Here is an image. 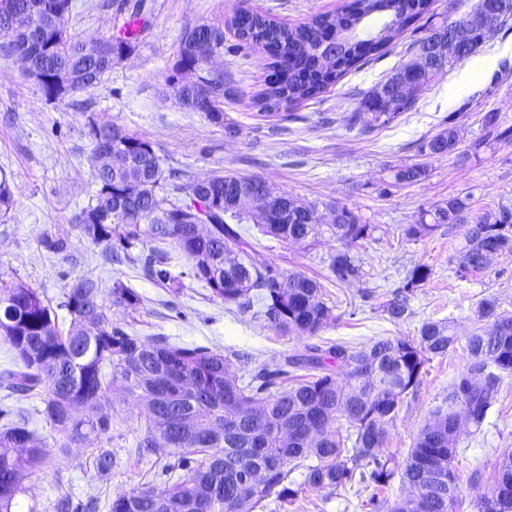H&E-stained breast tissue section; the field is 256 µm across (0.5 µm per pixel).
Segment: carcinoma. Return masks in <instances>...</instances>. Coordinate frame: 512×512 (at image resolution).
<instances>
[{
    "instance_id": "1",
    "label": "carcinoma",
    "mask_w": 512,
    "mask_h": 512,
    "mask_svg": "<svg viewBox=\"0 0 512 512\" xmlns=\"http://www.w3.org/2000/svg\"><path fill=\"white\" fill-rule=\"evenodd\" d=\"M432 0H349L344 10L320 14L288 27L256 9H241L232 18L235 50L258 49L270 59L275 78L253 96V105L268 115L292 108L326 92L372 57H380L395 37L425 15ZM73 0H0V15H9L15 34L0 50L9 54L39 48L38 82L49 100L63 99L95 86L112 70L114 59L137 46L132 30L93 41L74 38L67 29ZM393 20L384 38L350 41L338 54L316 63L324 33L372 26ZM477 27L473 55L495 32ZM224 54L223 25L198 22L179 39L177 61L166 80V94L187 110L201 112L224 125V70L213 67ZM412 98L380 102L375 91L357 98L344 117L350 127L371 132L391 124ZM96 186L90 202L76 216L81 234L103 245L112 262L139 261L150 279L178 290L181 276L171 271L173 254L188 262L186 275L205 284L212 295L240 310L259 306L281 336L314 337L331 319L325 287L316 278L288 272L257 247L246 224L266 211V202L242 192L253 178L235 174L195 177L186 182L165 174L154 145L111 123L90 125ZM512 142V127L493 121L475 151L489 141ZM457 145L455 116L448 127L422 143L420 151L444 154ZM426 176L420 164L393 169L396 184L411 185ZM469 197H450L419 213L403 228L409 240L430 235L442 224H463ZM14 204V191L0 176V213ZM195 210L203 223L189 220ZM348 224H323L316 204L280 194L262 234L284 244L314 242L329 234L344 246L331 259L334 281L346 283L360 274L349 248L365 238L368 225L349 213ZM469 248L457 258L459 271L487 268L485 253L512 254V209L502 207L468 229ZM139 253H134V250ZM431 275L415 266L403 287L393 292L383 312L393 321L411 315L410 296ZM111 305L135 309L141 299L115 280ZM70 316L59 326L57 310ZM478 324L466 337L467 366L448 392V407L439 408L421 431L398 468L379 454L386 426L397 416L405 395L415 387L428 356H444L459 342L446 321H426L415 336L379 339L361 347L346 343L307 344L302 354L261 362L237 374L235 351L206 346H176L164 336L148 342L112 324L99 282L76 279L65 300L54 306L38 289L17 280L0 285V336L15 353L13 368L0 381L13 393L31 396L46 390L43 415L58 434L60 452L73 443L92 446L108 431L112 418L99 401L119 390L140 405L141 433L135 445L141 458H178L169 472L171 486L157 491L144 483L112 498L110 512H256L269 501L293 506L305 489H339L356 482L376 489L395 475L412 495L388 512H458V409L470 410V425L480 428L498 401L502 382L512 376V315L495 297L479 302ZM345 383L336 387V375ZM46 443L24 419L0 426V512H13L24 492L23 481L53 463ZM303 470L299 484L289 474ZM476 512H512V449L497 456L493 482L473 504Z\"/></svg>"
}]
</instances>
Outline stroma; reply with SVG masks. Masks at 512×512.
<instances>
[{
	"instance_id": "1",
	"label": "stroma",
	"mask_w": 512,
	"mask_h": 512,
	"mask_svg": "<svg viewBox=\"0 0 512 512\" xmlns=\"http://www.w3.org/2000/svg\"><path fill=\"white\" fill-rule=\"evenodd\" d=\"M346 0H76L69 32L90 41L116 33L131 13L141 20L139 44L127 59L115 64L101 81L84 92L88 110L71 100H46L38 84L27 78L18 57L0 51V173L15 187V204L0 215V281L21 280L38 288L52 302H61L71 283L82 276L110 290L121 280L140 296L137 310L117 306L108 314L130 335L148 340L160 335L175 345H201L249 353L247 368L274 355L302 349L305 341L277 335L252 311H241L212 297L202 283L187 277V263L178 258L174 272L183 286L173 291L145 279L138 266L106 261L104 246L84 241L76 214L89 202L93 145L89 121L110 122L129 134L149 139L164 168L189 177L232 173L257 176L277 192L318 203L323 220L331 204L350 209L369 227L351 253L361 267L359 279L348 284L328 281L329 264L340 245L322 236L312 243L284 244L258 236V248L284 270L325 279L332 318L319 339L361 346L383 338L416 335L428 320H446L457 336L474 329V311L485 297L496 296L512 312V256L495 258L486 270L459 275L455 257L466 245L467 225L440 226L431 235L411 241L404 225L420 211L452 196L469 199V215L477 217L512 208V142H489L479 152L471 145L485 133L487 116L512 125V18L499 23L494 36L481 46V67L462 79L465 61H455L415 98L393 123L370 133L346 126L342 115L353 111L357 94L386 81L409 61L417 43L445 18L471 13L477 0H433L431 10L403 31L388 52L344 76L318 97L295 106V120L260 115L253 95L264 86L270 60L259 51L232 52L236 39L225 31L229 50L216 58L233 89L224 101V119L236 126L228 133L204 114L181 107L164 93L172 72L177 43L185 25L215 19L230 21L237 9L257 8L279 22L296 26L310 17L340 11ZM458 127L453 153L426 155L419 146L445 128ZM424 164L428 177L412 185H397L391 169ZM70 243L69 251L54 253L42 238ZM428 266L429 279L415 288L410 316L392 322L383 303L402 286L409 271ZM467 355L455 346L443 356L430 357L417 386L404 398L396 419L387 426L381 454L403 462L434 411L444 406L451 385L465 369ZM14 409L47 445L57 437L42 415L40 398H18L0 389V408ZM112 428L95 447L71 445L52 467L25 479L17 512H55L62 496L74 503L107 498L132 490L142 482L164 489L161 463L138 458L134 452L140 419L134 399L112 395L104 403ZM512 448V377H506L497 403L480 430L461 429L457 448L458 495L461 512L481 485L492 481L499 453ZM111 451V470L95 465L99 450ZM480 474L472 483L471 474ZM370 493L354 486L341 490H306L297 512H374Z\"/></svg>"
}]
</instances>
